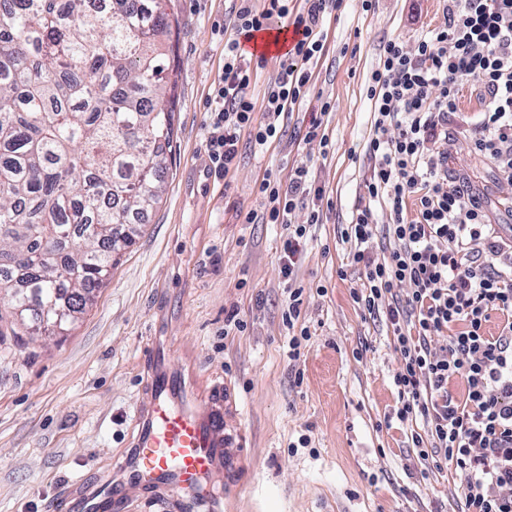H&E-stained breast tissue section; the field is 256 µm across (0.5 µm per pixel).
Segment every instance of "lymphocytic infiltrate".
<instances>
[{
    "label": "lymphocytic infiltrate",
    "mask_w": 512,
    "mask_h": 512,
    "mask_svg": "<svg viewBox=\"0 0 512 512\" xmlns=\"http://www.w3.org/2000/svg\"><path fill=\"white\" fill-rule=\"evenodd\" d=\"M288 2L264 0L257 8L238 0L224 29V76L210 96L207 141L216 171L236 166L242 136L266 149L278 137L275 116L310 95L325 19L343 0H302L297 10ZM445 14L443 25L415 43L395 38L381 47L367 85L373 131L363 145L364 192L341 238L363 271L355 303L393 330L400 355L393 415L421 423L411 433L418 457L452 466L464 512H512V239H503L466 178L448 172V144L460 134L500 186L512 189V0H448ZM276 17L291 19L295 43L279 59L267 122L256 116L254 72L241 41ZM469 85L484 108L477 121L459 125L458 95ZM258 192L262 208L244 221L287 230L278 260L292 283L283 314L292 328L304 303L296 268L310 227L323 221L327 191L303 162L285 180L266 171ZM380 211L392 242L384 255L370 246ZM455 379L465 384L463 398L448 392Z\"/></svg>",
    "instance_id": "f902f5d3"
}]
</instances>
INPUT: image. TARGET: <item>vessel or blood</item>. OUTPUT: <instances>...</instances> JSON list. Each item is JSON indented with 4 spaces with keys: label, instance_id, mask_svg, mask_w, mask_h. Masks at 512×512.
Here are the masks:
<instances>
[{
    "label": "vessel or blood",
    "instance_id": "b4317fda",
    "mask_svg": "<svg viewBox=\"0 0 512 512\" xmlns=\"http://www.w3.org/2000/svg\"><path fill=\"white\" fill-rule=\"evenodd\" d=\"M148 394L135 413L138 427L126 454L94 483L68 487L48 512H126L130 494L176 499L177 512H223L210 490L214 478L237 480L244 437L229 425V393L217 384L199 392L155 349Z\"/></svg>",
    "mask_w": 512,
    "mask_h": 512
}]
</instances>
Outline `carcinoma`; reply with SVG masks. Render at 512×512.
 I'll return each instance as SVG.
<instances>
[{
  "label": "carcinoma",
  "mask_w": 512,
  "mask_h": 512,
  "mask_svg": "<svg viewBox=\"0 0 512 512\" xmlns=\"http://www.w3.org/2000/svg\"><path fill=\"white\" fill-rule=\"evenodd\" d=\"M178 19L167 0H0V305L76 319L161 201Z\"/></svg>",
  "instance_id": "1"
}]
</instances>
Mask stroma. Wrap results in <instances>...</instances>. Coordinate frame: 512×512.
Returning <instances> with one entry per match:
<instances>
[{"mask_svg":"<svg viewBox=\"0 0 512 512\" xmlns=\"http://www.w3.org/2000/svg\"><path fill=\"white\" fill-rule=\"evenodd\" d=\"M444 8V0H374L366 11L361 0H344L326 27L312 97L279 118L267 150L241 139L237 167L215 176L207 97L224 74L231 2L168 0L179 21V68L163 200L135 225L76 321L48 337L0 343V512H45L63 488L96 480L128 447L157 336L168 341L173 371L231 389L234 424L249 443L224 512H458L452 468L418 460L409 426L384 422L397 404L399 358L384 316L364 315L353 300L363 275L341 240L363 193L362 146L372 132L366 88L381 46L443 24ZM321 98L331 103L332 148L312 157L300 128ZM305 159L333 207L311 227L297 268L310 338L292 361L282 320L288 284L276 253L286 230L244 216L261 206L265 170L284 179ZM448 166L468 172L496 222H512V192L464 139L451 146ZM233 309L244 331H225Z\"/></svg>","mask_w":512,"mask_h":512,"instance_id":"stroma-1","label":"stroma"}]
</instances>
